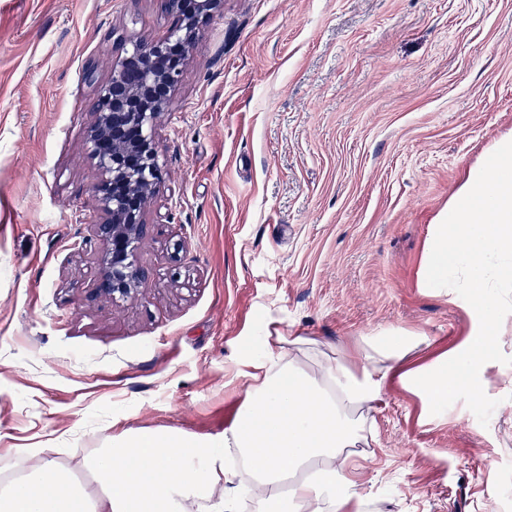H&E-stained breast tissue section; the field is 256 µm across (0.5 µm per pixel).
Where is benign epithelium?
<instances>
[{"label": "benign epithelium", "mask_w": 512, "mask_h": 512, "mask_svg": "<svg viewBox=\"0 0 512 512\" xmlns=\"http://www.w3.org/2000/svg\"><path fill=\"white\" fill-rule=\"evenodd\" d=\"M222 8L223 0H164L173 18L164 39L147 43L114 30L123 48L110 63L109 78L100 81L95 68L85 70V80L96 91L85 134L86 155L97 172L91 187L96 215L79 246L97 245L100 298L115 303L135 299L149 278L139 260L140 248L153 232L145 214L165 181L156 121L182 81L195 39Z\"/></svg>", "instance_id": "obj_1"}]
</instances>
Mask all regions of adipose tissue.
<instances>
[{"mask_svg": "<svg viewBox=\"0 0 512 512\" xmlns=\"http://www.w3.org/2000/svg\"><path fill=\"white\" fill-rule=\"evenodd\" d=\"M447 234L434 259L440 271L467 270L482 288L512 282V180L500 177L496 165L485 167L480 183L464 194ZM490 250L503 261L489 277ZM484 328L464 353L415 370L405 369L404 360L423 344L420 336L403 337L393 347L373 345L356 372L326 355L305 370L292 351L302 337H265L262 356L246 360L252 368L248 395L223 437L131 429L65 463L42 449H26L23 473L0 480V512H238L240 495L227 485L228 448L245 463L257 512H362L344 454L364 429L357 410L371 406L392 380L413 385L435 405L454 392L478 400L474 367L498 338L495 309L485 308ZM82 473L96 491L79 481Z\"/></svg>", "mask_w": 512, "mask_h": 512, "instance_id": "ef3b65f1", "label": "adipose tissue"}]
</instances>
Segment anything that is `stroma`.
<instances>
[{"mask_svg": "<svg viewBox=\"0 0 512 512\" xmlns=\"http://www.w3.org/2000/svg\"><path fill=\"white\" fill-rule=\"evenodd\" d=\"M162 0H0V471L19 448L88 453L129 429L218 437L264 336L351 370L369 336H425L406 365L483 334L430 261L460 192L512 144V0H224L157 120L168 176L142 298L93 299L83 150L119 30L167 35ZM178 260H168L175 244ZM481 407L400 383L350 453L365 512H498L512 486V286Z\"/></svg>", "mask_w": 512, "mask_h": 512, "instance_id": "stroma-1", "label": "stroma"}]
</instances>
